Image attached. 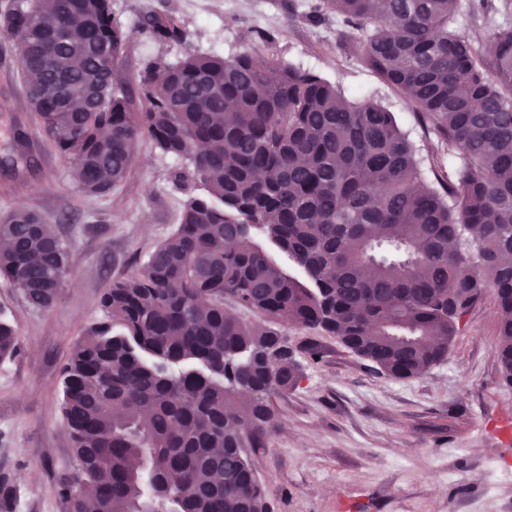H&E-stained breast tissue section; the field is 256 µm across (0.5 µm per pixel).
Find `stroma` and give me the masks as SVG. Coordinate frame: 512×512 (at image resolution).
Segmentation results:
<instances>
[{"label":"stroma","mask_w":512,"mask_h":512,"mask_svg":"<svg viewBox=\"0 0 512 512\" xmlns=\"http://www.w3.org/2000/svg\"><path fill=\"white\" fill-rule=\"evenodd\" d=\"M307 0H112L126 34L115 65L137 76L157 58L173 63L185 47L231 60L257 51L313 72L350 101H374L393 112L416 149L422 170L437 161L435 138L397 90L362 57L357 40L332 11L307 16ZM494 9H461L460 33L490 35L512 24V0ZM178 19L187 45L162 44L142 32L145 18ZM17 42L0 34V157L7 128L27 137L26 160L0 164V217L17 209L41 213L73 259L68 282L47 310L30 307L0 276V318L19 337V351L0 363V480L17 487L20 512H68L57 486L74 470L61 411L62 370L73 345L104 320L98 306L113 282L141 269L176 229L185 194L170 179L173 162L141 139L126 181L89 196L69 167L43 146L17 76ZM498 305L492 293L465 316L444 361L423 374L392 379L326 332L279 324L302 368L293 388L272 398L278 427L249 451L268 512H502L512 485L494 496L482 465L512 461V386L497 357Z\"/></svg>","instance_id":"obj_1"}]
</instances>
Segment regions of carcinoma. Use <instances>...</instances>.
Instances as JSON below:
<instances>
[{
  "instance_id": "carcinoma-1",
  "label": "carcinoma",
  "mask_w": 512,
  "mask_h": 512,
  "mask_svg": "<svg viewBox=\"0 0 512 512\" xmlns=\"http://www.w3.org/2000/svg\"><path fill=\"white\" fill-rule=\"evenodd\" d=\"M356 31L364 60L401 92L461 161L456 180L423 176L393 113L351 103L290 65L187 52L149 62L136 112L112 79L126 36L110 0H10L0 32L23 44L18 74L47 147L77 187L122 183L138 140L184 162L175 231L99 306L107 322L77 342L63 369L62 414L80 478L57 492L70 512H267L247 449L277 427L273 394L302 375L272 324L337 337L381 374L409 378L443 361L460 320L491 291L498 358L512 386V26L482 51L451 27L460 0H318ZM149 36L187 42L170 16ZM236 106L234 119L224 107ZM235 231L246 244L224 247ZM0 274L33 308L58 299L70 252L45 217L0 219ZM288 256L281 268L265 245ZM261 313L247 323L224 297ZM0 320V363L15 356ZM224 449V459L216 457ZM0 483V512H17Z\"/></svg>"
}]
</instances>
